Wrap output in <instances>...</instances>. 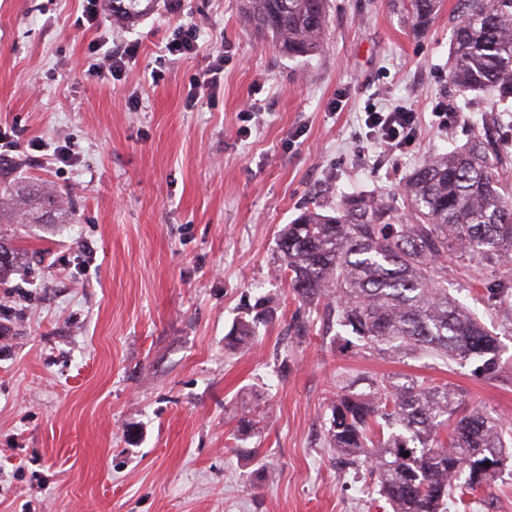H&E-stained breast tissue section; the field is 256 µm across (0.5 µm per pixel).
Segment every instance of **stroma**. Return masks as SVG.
Masks as SVG:
<instances>
[{"label": "stroma", "instance_id": "stroma-1", "mask_svg": "<svg viewBox=\"0 0 512 512\" xmlns=\"http://www.w3.org/2000/svg\"><path fill=\"white\" fill-rule=\"evenodd\" d=\"M457 2L419 34L407 0H330L319 54L291 59L250 27L244 0H155L132 23L103 8L87 31L81 0H0V126L16 143L0 147V208L47 184L67 210L62 224L0 225L23 250L0 273V512H393L326 445L328 405L355 380L448 386L459 412L512 422V308L472 304L500 342L488 379L354 354L315 315L287 335L302 305L274 271L277 234L300 213L352 192L391 200L423 158L477 130L512 184V104L451 78ZM189 25L199 51L162 58ZM95 41L138 51L97 77ZM214 66L218 86L187 104ZM390 104L418 115L415 144L395 153L362 122ZM35 138L69 142L74 163L43 165ZM261 294L272 322L250 350L225 349ZM448 512H512V464Z\"/></svg>", "mask_w": 512, "mask_h": 512}]
</instances>
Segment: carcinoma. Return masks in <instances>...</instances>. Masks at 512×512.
Segmentation results:
<instances>
[{
	"label": "carcinoma",
	"instance_id": "obj_1",
	"mask_svg": "<svg viewBox=\"0 0 512 512\" xmlns=\"http://www.w3.org/2000/svg\"><path fill=\"white\" fill-rule=\"evenodd\" d=\"M254 26L290 58L323 44L329 0H246ZM153 0H108L112 17L135 20ZM440 0H409L414 25L435 18ZM451 77L464 92L512 97V0H458ZM401 206L353 193L331 214L302 212L278 232V270L294 297L350 336L360 353L415 352L446 363L470 362L489 378L500 371V346L481 319L448 293V264H512V187L494 172L489 143L433 154L413 170ZM21 221L34 205L37 223L56 222V195L21 196ZM512 296V279L482 292L488 302ZM272 319L261 297L224 337L230 349L252 345ZM457 394L414 380L351 383L331 400L326 442L358 470L371 462L393 512H446L448 499L488 485L504 467L512 429L485 410L456 415ZM409 456H404V453Z\"/></svg>",
	"mask_w": 512,
	"mask_h": 512
}]
</instances>
